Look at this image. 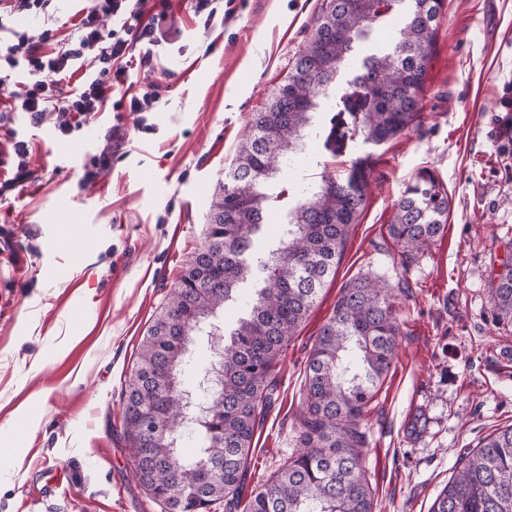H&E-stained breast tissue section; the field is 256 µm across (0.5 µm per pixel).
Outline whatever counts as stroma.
<instances>
[{"label": "stroma", "instance_id": "35a3bbf8", "mask_svg": "<svg viewBox=\"0 0 512 512\" xmlns=\"http://www.w3.org/2000/svg\"><path fill=\"white\" fill-rule=\"evenodd\" d=\"M323 0H235L231 16L170 0L175 42L132 65L119 95L147 96L125 112L86 118L81 150L57 155L54 115L31 127L0 115V159L11 132L29 145L30 178L0 197V512H162L137 484L121 438L120 395L140 343L203 242L212 196L261 111L307 43ZM77 0L14 15L31 36L78 37ZM418 127L375 147L367 204L336 277L276 368L275 401L257 429L240 496L248 502L295 448L299 389L319 327L340 287L371 274L394 289L396 359L362 429L374 512H430L462 460L512 425V324L499 323L491 274L512 258V0H446L425 77ZM112 150L97 181L92 156ZM304 175L343 176L365 148L309 144ZM423 168L448 192L442 236L401 267L387 226ZM83 251L69 266L58 239Z\"/></svg>", "mask_w": 512, "mask_h": 512}]
</instances>
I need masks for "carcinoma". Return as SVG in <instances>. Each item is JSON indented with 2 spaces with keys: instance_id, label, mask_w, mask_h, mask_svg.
<instances>
[{
  "instance_id": "carcinoma-1",
  "label": "carcinoma",
  "mask_w": 512,
  "mask_h": 512,
  "mask_svg": "<svg viewBox=\"0 0 512 512\" xmlns=\"http://www.w3.org/2000/svg\"><path fill=\"white\" fill-rule=\"evenodd\" d=\"M445 0H326L304 49L253 114L213 195L204 242L147 330L121 393L134 476L165 512H206L240 502L256 429L273 402L282 353L335 277L362 213L373 154L347 175L295 182L266 194L302 153L304 137L335 154L353 118L362 144L379 146L419 118ZM378 25L388 51L364 56L344 92L325 106L356 42ZM288 207L278 245L261 250L269 214ZM448 192L420 170L393 209L388 234L400 264L416 261L448 223ZM497 319L512 324V265L490 279ZM388 285L370 275L340 288L308 354L296 450L247 512H374L360 422L397 355L400 326ZM430 512H512V426L468 456Z\"/></svg>"
}]
</instances>
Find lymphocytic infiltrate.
<instances>
[{"instance_id":"1","label":"lymphocytic infiltrate","mask_w":512,"mask_h":512,"mask_svg":"<svg viewBox=\"0 0 512 512\" xmlns=\"http://www.w3.org/2000/svg\"><path fill=\"white\" fill-rule=\"evenodd\" d=\"M149 2L91 0L79 11L77 40L69 48L52 53L43 50L54 38L52 31H44L35 41L20 32L7 40L3 37L5 26L0 23V84L6 75L27 74L29 80L20 96L21 111L33 124L40 123L46 113H55V129L64 137L78 131L87 116L109 107L121 109L112 92L129 80L126 59L138 49L143 62H150L158 42ZM107 19L112 22L108 30L103 27ZM90 55L96 59L93 69L69 95L55 97L54 88L78 61Z\"/></svg>"}]
</instances>
